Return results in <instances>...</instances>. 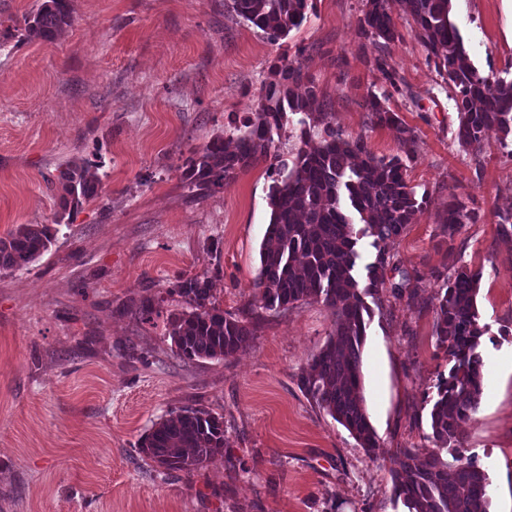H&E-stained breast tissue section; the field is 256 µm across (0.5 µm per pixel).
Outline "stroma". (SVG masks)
I'll return each instance as SVG.
<instances>
[{"label": "stroma", "mask_w": 512, "mask_h": 512, "mask_svg": "<svg viewBox=\"0 0 512 512\" xmlns=\"http://www.w3.org/2000/svg\"><path fill=\"white\" fill-rule=\"evenodd\" d=\"M40 0H0V237L48 224L53 238L28 268L0 270V512H404L390 471L406 448H429L427 400L448 354L434 333L437 293L452 263L480 271L483 394L464 427V456L489 477L490 512H512V150L496 129L474 156L457 139L445 83L398 9L388 61L392 90L362 35L365 0H309L302 24L275 39L237 18L229 0H74L53 40H25ZM472 65L512 81V0H452ZM301 66L324 104L316 137L364 138L400 158L429 202L384 248L419 276L415 295L384 290L362 350L374 452L313 404L300 372L325 346V304L250 308L270 219L278 159L301 146L297 116L273 156L198 196L183 160L257 112L271 69ZM416 132L403 143L377 124L370 94ZM97 167L100 196L61 220L60 165ZM479 215L445 242L449 193ZM204 275L225 312L254 334L236 354L183 362L167 316L185 310L168 288ZM160 315L145 322L144 304ZM185 407L224 419L223 455L190 473H159L138 448L153 425Z\"/></svg>", "instance_id": "1"}]
</instances>
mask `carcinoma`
I'll return each mask as SVG.
<instances>
[{
  "mask_svg": "<svg viewBox=\"0 0 512 512\" xmlns=\"http://www.w3.org/2000/svg\"><path fill=\"white\" fill-rule=\"evenodd\" d=\"M452 0H366L360 19L363 35L379 41L383 56L378 69L395 83L385 53L399 38L392 20L396 6L410 10L416 35L434 59L441 76L454 86L460 115L457 138L474 155L483 152L489 128L512 136V82L481 75L468 60L463 39L451 20ZM308 0H230L229 9L256 28L286 35L305 18ZM74 0H41L25 18L28 38L53 40L74 21ZM277 80L262 88L259 111L253 120L216 137L187 157L182 177L191 192L208 194L224 187V180L270 154L274 134L288 122V113L302 114L300 138L312 136L309 115L317 99L315 86L304 81L301 67L291 63L274 68ZM379 124L394 125L404 143H414L413 129L400 122L385 100L370 95ZM269 192L270 222L260 247V269L252 304L280 311L304 300L323 302L335 315V327L309 368L298 376L305 395L341 424L368 451L377 448L361 386V356L369 307L364 297L380 299L386 271L392 266L379 244L397 237L414 214L427 203L406 181L398 158L379 159L361 138L349 141L327 135L320 147L301 149L293 161L278 162ZM64 192L62 208L75 210L95 198L101 178L89 164H69L59 170ZM359 216L358 229L349 213ZM477 213L452 193L442 213L441 235L453 242ZM374 238L375 261L367 265L369 286L359 288L355 266L357 244ZM46 224H27L0 237V270L28 267L52 241ZM480 272L461 265L438 291L435 336L446 348L450 368L441 376L436 395L429 400L428 439L433 447L426 456L405 448L400 468L391 471L393 500L407 512H489L485 472L457 448L463 443V424L479 408L483 393L484 327L476 303ZM205 276L186 278L175 292L190 310L168 317V336L174 354L187 361L224 358L244 347L252 330L244 321L215 305ZM227 438L224 418L201 408L187 407L164 419L139 441V448L157 467L167 472L190 473L218 455H224ZM450 456H445V453Z\"/></svg>",
  "mask_w": 512,
  "mask_h": 512,
  "instance_id": "obj_1",
  "label": "carcinoma"
}]
</instances>
